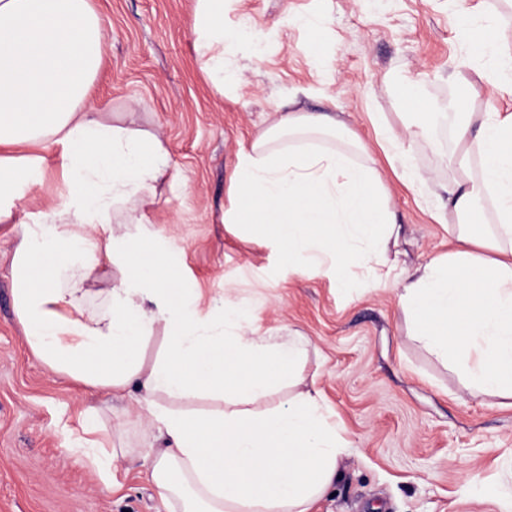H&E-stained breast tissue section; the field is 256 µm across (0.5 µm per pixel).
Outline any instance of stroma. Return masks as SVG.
Here are the masks:
<instances>
[{
  "mask_svg": "<svg viewBox=\"0 0 512 512\" xmlns=\"http://www.w3.org/2000/svg\"><path fill=\"white\" fill-rule=\"evenodd\" d=\"M91 4L105 21L93 105L168 150L173 183L149 207L145 258L175 244L166 265L201 319L222 321L229 299L259 335L284 341L296 331L308 342L303 373L350 443L314 512H512V399L472 394L456 364L409 334L396 292L359 279L342 291L325 271L289 270L266 237L223 221L239 152L289 100L297 112H333L370 147L402 226L401 264L448 253L453 244L433 215L448 198L454 126L441 121L417 137L410 127L424 105L512 113V98L486 85L471 54L483 32L460 36L468 16H492L512 50V13L498 0H234L224 27L243 38L224 46L219 88L192 47L195 0ZM406 82L417 83L421 101L398 96ZM377 114L411 151L421 183L395 174L376 142ZM41 154L46 176L29 211L56 206L66 192L59 147ZM16 245L0 223V512H168L140 456L116 461L107 488L89 461L66 452L86 408L101 409L133 445L148 422L130 397L63 379L32 354L14 311ZM469 476L482 492L466 490Z\"/></svg>",
  "mask_w": 512,
  "mask_h": 512,
  "instance_id": "35a3bbf8",
  "label": "stroma"
}]
</instances>
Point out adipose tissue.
Listing matches in <instances>:
<instances>
[{"mask_svg": "<svg viewBox=\"0 0 512 512\" xmlns=\"http://www.w3.org/2000/svg\"><path fill=\"white\" fill-rule=\"evenodd\" d=\"M225 0H196L193 47L224 85ZM100 15L90 0H0V223L18 244L11 262L15 311L31 351L55 373L106 394L136 391L162 445L145 447L151 478L175 512H312L347 448L319 391L300 368L305 343L225 334L197 317L162 264L139 259L122 223L145 224L168 172L157 137L108 123L90 103L102 59ZM485 80L512 95V53L480 48ZM328 112H280L241 151L230 177L238 205L228 224H258L289 269L331 251L336 285L362 267L372 290L400 287L414 336L440 359L462 355L469 386L512 395V113L468 112L452 140L455 172L436 215L453 249L399 266L389 245L400 224L368 148L338 133ZM61 148L66 192L46 211L23 201L45 178L39 146ZM120 265L107 306L86 298L101 268ZM166 346L144 352L157 329ZM296 393L273 411L258 405L277 385ZM211 396L216 412L178 409Z\"/></svg>", "mask_w": 512, "mask_h": 512, "instance_id": "adipose-tissue-1", "label": "adipose tissue"}]
</instances>
